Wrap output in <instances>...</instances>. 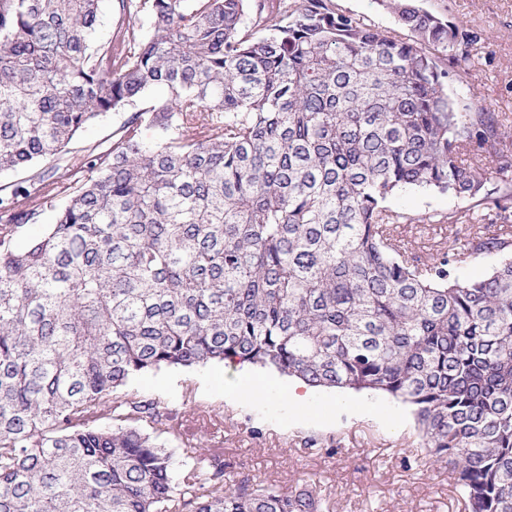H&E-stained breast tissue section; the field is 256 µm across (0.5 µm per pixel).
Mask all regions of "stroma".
<instances>
[{"mask_svg":"<svg viewBox=\"0 0 512 512\" xmlns=\"http://www.w3.org/2000/svg\"><path fill=\"white\" fill-rule=\"evenodd\" d=\"M350 14L390 35L409 32L380 0H334ZM425 10L469 31V60L449 66L447 91L454 101L481 102L512 126V0H418ZM130 116L118 110L100 116L69 145L72 165L88 147L109 144ZM389 207L412 215L448 214L457 199L422 189L390 197ZM268 392V399L239 404L224 392L238 376ZM290 378L252 365L220 363L190 370L161 369L132 383L139 394L164 403L187 437L222 451L229 470L258 482L290 487L316 483L334 512H464L448 466L427 457L409 408L369 395L352 411L359 393L349 391L348 408L336 406V392L318 389L307 411L288 408L280 394Z\"/></svg>","mask_w":512,"mask_h":512,"instance_id":"1","label":"stroma"}]
</instances>
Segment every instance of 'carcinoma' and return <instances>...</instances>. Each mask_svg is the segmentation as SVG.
<instances>
[{
	"label": "carcinoma",
	"mask_w": 512,
	"mask_h": 512,
	"mask_svg": "<svg viewBox=\"0 0 512 512\" xmlns=\"http://www.w3.org/2000/svg\"><path fill=\"white\" fill-rule=\"evenodd\" d=\"M101 2L0 0V172H25L0 194V512H333L189 442L175 466L129 385L209 362L399 400L465 512H512V129L448 96L468 35L417 0H382L412 41L332 0H116L98 43ZM127 106L18 246L77 132ZM407 187L462 206H387ZM397 224L454 236L425 263ZM65 169L66 168H61L55 176V181H57L58 184L53 186L54 190L51 196L52 206H50L49 202L48 204L41 205L38 208L39 216L36 222L25 224L21 229L17 241L19 246L26 245L32 238L41 234L45 228L51 224L55 208H59L68 200L70 194V189H68V187L70 186L69 184L74 179V177H70L68 179L69 176H67V173L65 174Z\"/></svg>",
	"instance_id": "carcinoma-1"
}]
</instances>
